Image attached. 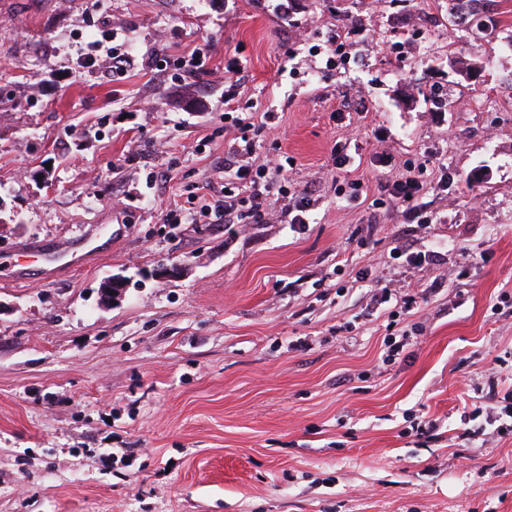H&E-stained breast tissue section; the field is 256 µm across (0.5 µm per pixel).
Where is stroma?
Masks as SVG:
<instances>
[{"instance_id": "obj_1", "label": "stroma", "mask_w": 512, "mask_h": 512, "mask_svg": "<svg viewBox=\"0 0 512 512\" xmlns=\"http://www.w3.org/2000/svg\"><path fill=\"white\" fill-rule=\"evenodd\" d=\"M496 6L476 39L448 0H0V512H512V433L464 436L488 389L512 394ZM198 45L211 75L155 69ZM458 61L482 66L461 111L425 102ZM234 83L244 118L277 123L249 164L287 159L307 223L285 201L166 222L225 182ZM418 165L424 224L382 192ZM95 232L112 249L78 271L17 253ZM112 275L128 287L106 304Z\"/></svg>"}]
</instances>
